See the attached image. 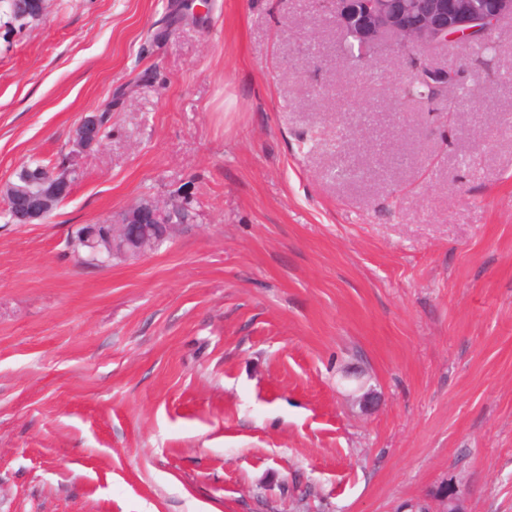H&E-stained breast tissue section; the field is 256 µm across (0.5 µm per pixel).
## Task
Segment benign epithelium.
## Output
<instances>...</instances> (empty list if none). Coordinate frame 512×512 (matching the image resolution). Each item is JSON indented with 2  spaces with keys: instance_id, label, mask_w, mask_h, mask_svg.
<instances>
[{
  "instance_id": "1",
  "label": "benign epithelium",
  "mask_w": 512,
  "mask_h": 512,
  "mask_svg": "<svg viewBox=\"0 0 512 512\" xmlns=\"http://www.w3.org/2000/svg\"><path fill=\"white\" fill-rule=\"evenodd\" d=\"M16 4L21 18L34 22L48 8V0H16ZM317 5L331 15L343 36L375 56L384 50L417 52L420 66L444 78L439 83L442 98L448 97L446 78L457 69L433 66L428 52L453 40L469 43L512 18V0H317ZM100 119L99 113L82 118L75 131L78 147L89 149L100 142ZM79 178L72 160L56 169L24 164L0 193L14 223L39 224L70 196ZM171 213L167 201H140L108 222L80 226L79 235L107 262L114 254L138 258L169 236Z\"/></svg>"
}]
</instances>
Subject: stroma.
Here are the masks:
<instances>
[{
	"mask_svg": "<svg viewBox=\"0 0 512 512\" xmlns=\"http://www.w3.org/2000/svg\"><path fill=\"white\" fill-rule=\"evenodd\" d=\"M198 4L0 8V186L82 170L0 212V512H512V19L424 112L314 0ZM180 196L139 259L67 246ZM110 108L111 106L105 107L102 115L101 113H92L91 115L84 116L82 118L75 131V140L78 147L82 149H89L97 145L101 139L108 136L110 131H108L109 126H107V124L111 119V116L109 115ZM79 178L80 170L73 160L56 169L24 164L15 180L1 189V195L15 224H39L70 196Z\"/></svg>",
	"mask_w": 512,
	"mask_h": 512,
	"instance_id": "stroma-1",
	"label": "stroma"
}]
</instances>
